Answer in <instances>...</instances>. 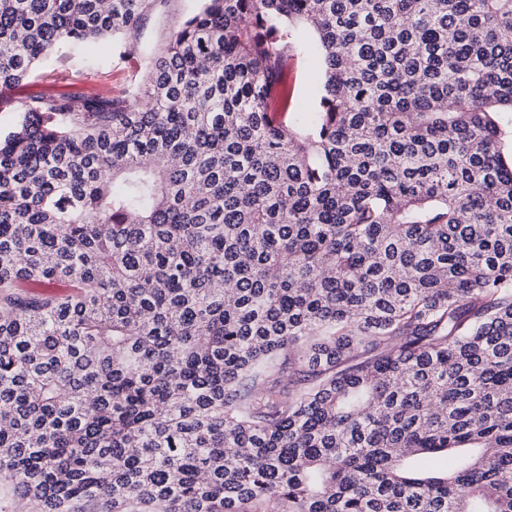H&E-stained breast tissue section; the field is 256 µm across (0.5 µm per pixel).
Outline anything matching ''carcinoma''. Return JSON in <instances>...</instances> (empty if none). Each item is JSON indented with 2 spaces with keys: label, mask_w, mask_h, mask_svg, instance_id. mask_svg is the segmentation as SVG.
<instances>
[{
  "label": "carcinoma",
  "mask_w": 512,
  "mask_h": 512,
  "mask_svg": "<svg viewBox=\"0 0 512 512\" xmlns=\"http://www.w3.org/2000/svg\"><path fill=\"white\" fill-rule=\"evenodd\" d=\"M146 2L0 0V87ZM504 112L512 0H203L134 92L29 97L0 478L29 512H512ZM301 44L304 50L293 61V113L313 112L321 88L322 60L315 35L305 33Z\"/></svg>",
  "instance_id": "1"
}]
</instances>
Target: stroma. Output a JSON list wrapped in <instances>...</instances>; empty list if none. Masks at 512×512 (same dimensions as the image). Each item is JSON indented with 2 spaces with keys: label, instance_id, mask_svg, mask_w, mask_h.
Here are the masks:
<instances>
[{
  "label": "stroma",
  "instance_id": "stroma-1",
  "mask_svg": "<svg viewBox=\"0 0 512 512\" xmlns=\"http://www.w3.org/2000/svg\"><path fill=\"white\" fill-rule=\"evenodd\" d=\"M202 6V0H149L139 26L123 37L106 38L64 56L49 55L27 82L0 87V136L11 130L18 109L30 95L134 90L144 76L140 62L157 54ZM301 44L303 50L293 62L292 110L296 113L313 111L321 88L322 60L315 35L304 34Z\"/></svg>",
  "mask_w": 512,
  "mask_h": 512
}]
</instances>
